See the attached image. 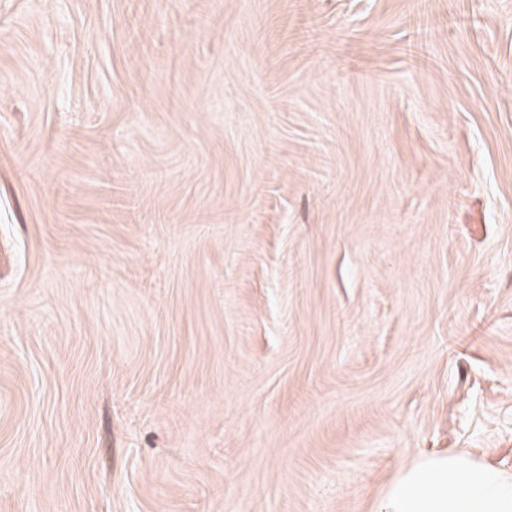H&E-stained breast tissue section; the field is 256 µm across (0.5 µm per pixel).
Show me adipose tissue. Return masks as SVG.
<instances>
[{"instance_id": "obj_1", "label": "adipose tissue", "mask_w": 512, "mask_h": 512, "mask_svg": "<svg viewBox=\"0 0 512 512\" xmlns=\"http://www.w3.org/2000/svg\"><path fill=\"white\" fill-rule=\"evenodd\" d=\"M376 512H512V473L465 452L424 453L389 481Z\"/></svg>"}]
</instances>
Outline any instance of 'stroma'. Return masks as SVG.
Segmentation results:
<instances>
[{
	"label": "stroma",
	"mask_w": 512,
	"mask_h": 512,
	"mask_svg": "<svg viewBox=\"0 0 512 512\" xmlns=\"http://www.w3.org/2000/svg\"><path fill=\"white\" fill-rule=\"evenodd\" d=\"M512 471V0H0V512H373ZM375 512H512V473L470 453H423L389 481Z\"/></svg>",
	"instance_id": "obj_1"
}]
</instances>
